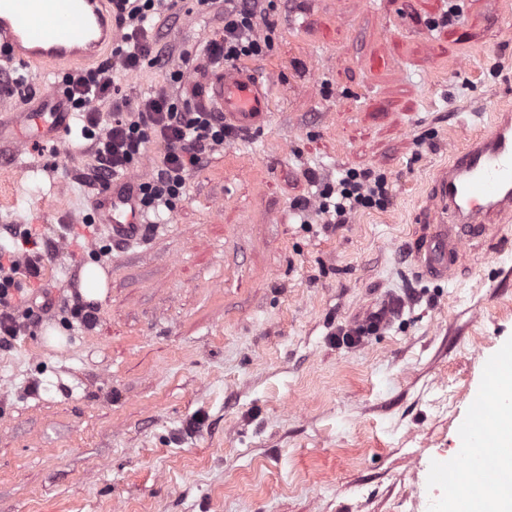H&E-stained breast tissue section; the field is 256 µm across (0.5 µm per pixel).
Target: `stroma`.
Listing matches in <instances>:
<instances>
[{
  "label": "stroma",
  "instance_id": "stroma-1",
  "mask_svg": "<svg viewBox=\"0 0 512 512\" xmlns=\"http://www.w3.org/2000/svg\"><path fill=\"white\" fill-rule=\"evenodd\" d=\"M179 7L174 69L224 25L223 0ZM270 20L251 63L268 122L136 243L87 242L80 122L68 154L0 131V246L37 227L22 294L52 303L0 349V512H438V470L512 344V223L446 281L417 276L412 247L438 172L512 105V0H276ZM350 169L390 202L328 223L319 186ZM89 264L109 278L90 328L70 313ZM384 305L378 331L337 341Z\"/></svg>",
  "mask_w": 512,
  "mask_h": 512
}]
</instances>
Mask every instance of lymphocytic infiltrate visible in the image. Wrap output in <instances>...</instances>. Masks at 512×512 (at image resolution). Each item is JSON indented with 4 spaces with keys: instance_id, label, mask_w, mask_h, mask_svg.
I'll use <instances>...</instances> for the list:
<instances>
[{
    "instance_id": "lymphocytic-infiltrate-1",
    "label": "lymphocytic infiltrate",
    "mask_w": 512,
    "mask_h": 512,
    "mask_svg": "<svg viewBox=\"0 0 512 512\" xmlns=\"http://www.w3.org/2000/svg\"><path fill=\"white\" fill-rule=\"evenodd\" d=\"M176 5L177 0H112L121 37L111 59L84 73L65 74L61 80L83 122L92 156L86 179L95 189L109 188L117 176L137 168L148 144L158 146L155 175L134 191L146 212L173 209L185 193L189 174L209 152L235 136L221 113L207 110L185 91L183 70H171L169 89L133 97L123 94L114 82L117 73L164 64L166 50L159 44V29L161 23L175 18ZM273 9V0H224V27L204 47V68L235 66L270 51V36L260 35L259 30ZM320 197V212L344 224L357 209L385 207L390 193L382 178L351 169L337 187L323 189ZM41 261V256L18 250L0 251L1 349L10 347L22 330L15 316L21 302L16 278H38Z\"/></svg>"
}]
</instances>
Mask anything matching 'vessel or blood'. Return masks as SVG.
Instances as JSON below:
<instances>
[{
	"label": "vessel or blood",
	"instance_id": "vessel-or-blood-1",
	"mask_svg": "<svg viewBox=\"0 0 512 512\" xmlns=\"http://www.w3.org/2000/svg\"><path fill=\"white\" fill-rule=\"evenodd\" d=\"M102 0H0V48L22 65L38 63L44 74L74 70L77 62L94 61L102 46L117 41L112 17ZM202 82L204 101L224 117L226 125L241 133L263 127L272 108L271 87L252 67L240 65L207 73ZM13 120L21 133L14 141L17 152L33 143L68 152L74 113L59 84L25 97H15ZM136 181L124 175L92 201L91 215L115 242L138 239L141 212L127 189ZM432 196L441 215L414 244L420 277L448 278L455 270L466 243L512 220V109L495 112L487 132L472 137L454 154L437 176ZM502 419L497 385H490L475 403L474 421L465 423L474 453L463 455L460 471L476 478L483 492H494L502 481L501 458L511 450L500 445L485 429Z\"/></svg>",
	"mask_w": 512,
	"mask_h": 512
}]
</instances>
